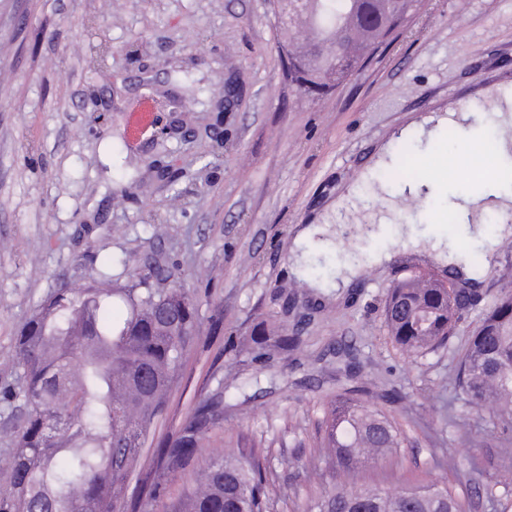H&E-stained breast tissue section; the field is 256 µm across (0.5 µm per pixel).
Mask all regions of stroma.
Here are the masks:
<instances>
[{
  "label": "stroma",
  "mask_w": 512,
  "mask_h": 512,
  "mask_svg": "<svg viewBox=\"0 0 512 512\" xmlns=\"http://www.w3.org/2000/svg\"><path fill=\"white\" fill-rule=\"evenodd\" d=\"M102 40L112 56L90 67L89 46ZM279 41L269 0H0V395L19 390L16 338L60 281L80 286L107 264L124 282L172 270L196 290L198 335L128 480L136 512H170L216 455L259 460L276 512H307L342 481L320 426L329 400L353 389L405 437L365 483L433 481L468 512H500L512 491L497 475L512 472V454L492 409L458 394L455 367L482 312L512 290V241L488 261L461 239L469 262L490 271L448 345L412 360L385 329L384 300L410 272L445 279L447 268L404 252L333 299L291 274L288 248L298 225H329L335 247L308 255L306 280L333 281L347 257L365 263L395 244L399 225L455 227L445 198L472 186L469 140L426 153L397 135L414 117L484 111L477 90L512 93V0H419L366 66L323 95L289 79ZM228 81L238 102L220 117L209 91ZM166 94L188 111L156 112L152 135L130 143L129 108ZM384 143L393 166L373 169ZM417 171L438 193L416 207L398 188ZM353 182L358 195L337 205ZM264 320L297 347L255 357L250 334ZM219 385L221 427L148 500L158 446ZM445 450L455 471L435 465Z\"/></svg>",
  "instance_id": "stroma-1"
}]
</instances>
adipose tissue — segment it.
<instances>
[{"label":"adipose tissue","mask_w":512,"mask_h":512,"mask_svg":"<svg viewBox=\"0 0 512 512\" xmlns=\"http://www.w3.org/2000/svg\"><path fill=\"white\" fill-rule=\"evenodd\" d=\"M495 134L497 150L492 168L481 169L474 178V188L470 193L448 200V210L458 221L461 234L490 253L503 240L512 236V225L504 222L489 232L484 225L469 223L468 218L477 210L504 213L512 208V114L497 113ZM398 237L403 248L423 253L433 264L455 267L459 276L469 284H479L485 275L484 269L471 266L465 261L456 240L446 235L423 234L409 225L399 228ZM331 246L326 227L319 224L298 227L289 257L295 275L304 277L305 261L311 251H327Z\"/></svg>","instance_id":"obj_1"}]
</instances>
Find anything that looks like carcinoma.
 I'll use <instances>...</instances> for the list:
<instances>
[{"instance_id": "1", "label": "carcinoma", "mask_w": 512, "mask_h": 512, "mask_svg": "<svg viewBox=\"0 0 512 512\" xmlns=\"http://www.w3.org/2000/svg\"><path fill=\"white\" fill-rule=\"evenodd\" d=\"M414 0H288V23L304 19L314 37L296 43L281 32L289 75L309 92L346 79L386 34L360 32L363 5L398 25ZM340 45L332 61L317 64L312 49ZM172 286L156 289L141 276L122 285L107 274L80 287L64 284L40 303L17 338L15 352L25 414L6 449L7 485L0 512H124L126 480L140 463L150 426L166 406L182 369V352L195 339L198 318L190 289L170 271ZM470 303L428 273L397 280L383 306L393 343L409 357L445 346ZM123 317H112L114 308ZM252 350L264 357L288 351L294 337L273 323L255 328ZM457 384L477 408L496 405L502 429L512 432V294L502 295L468 337ZM224 420V387L202 399L178 435L157 449L146 480L156 499L169 478L186 470L207 434ZM322 445L346 479L320 498L315 512H466L465 502L437 484L382 489L359 483L369 466L402 447L401 432L380 408L353 394L329 401ZM260 464L216 457L196 476L172 512H271L273 501Z\"/></svg>"}]
</instances>
